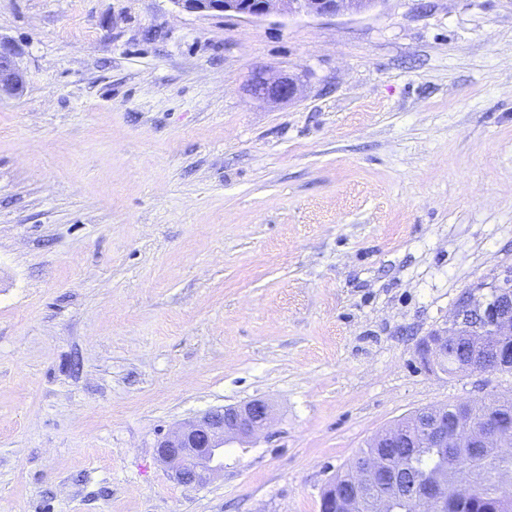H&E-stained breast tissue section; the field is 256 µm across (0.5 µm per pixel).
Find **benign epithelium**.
<instances>
[{"label":"benign epithelium","instance_id":"obj_1","mask_svg":"<svg viewBox=\"0 0 512 512\" xmlns=\"http://www.w3.org/2000/svg\"><path fill=\"white\" fill-rule=\"evenodd\" d=\"M179 10L187 13L229 14L244 19H259L270 15L336 17L361 15L374 10L382 0H170ZM25 88V75L19 68L13 52L0 44V100L21 95ZM249 92L255 99L266 102L291 101L301 95V86L291 76L257 72ZM469 348L470 358L465 367L470 372L488 370L487 357H493L494 369H512V272L491 286L488 296H467L458 305L452 321L433 330L423 341L421 351L426 363L439 367L448 360V348L459 344ZM272 413L267 402L255 399L239 406H227L205 413L183 423L175 431L156 443L160 462L170 477L180 484L203 486L224 470V446L243 442L265 431L271 423ZM506 432L489 416L484 426L455 428L448 433V411L436 406L424 427L425 443L432 448L465 445L480 458L484 466L490 459L483 455L484 448L503 445ZM383 448H405L399 428L393 425L374 436ZM385 458L375 453L358 456L352 465L362 474L379 473ZM474 491L469 481L445 484L433 483L416 496L417 506L427 512H448V505Z\"/></svg>","mask_w":512,"mask_h":512}]
</instances>
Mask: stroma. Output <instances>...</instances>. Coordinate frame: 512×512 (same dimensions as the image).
Here are the masks:
<instances>
[{"label":"stroma","instance_id":"35a3bbf8","mask_svg":"<svg viewBox=\"0 0 512 512\" xmlns=\"http://www.w3.org/2000/svg\"><path fill=\"white\" fill-rule=\"evenodd\" d=\"M0 43V512H321L378 432L512 396L419 352L512 270V0H0ZM253 399L223 473L170 478L160 437ZM383 0H171L187 13L229 14L244 19L270 15L336 17L373 11ZM24 88V72L17 65L13 52L0 43V100L19 96ZM248 91L255 99L266 102H283L299 98L301 95V86L291 76L270 75L265 72H257Z\"/></svg>","mask_w":512,"mask_h":512}]
</instances>
